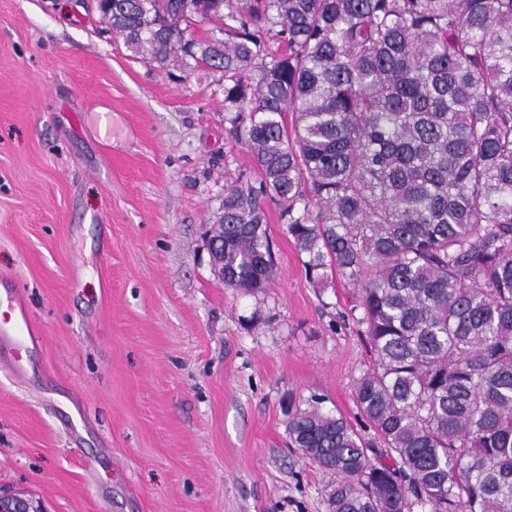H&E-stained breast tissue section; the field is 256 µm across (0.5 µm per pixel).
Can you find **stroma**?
<instances>
[{
    "instance_id": "35a3bbf8",
    "label": "stroma",
    "mask_w": 512,
    "mask_h": 512,
    "mask_svg": "<svg viewBox=\"0 0 512 512\" xmlns=\"http://www.w3.org/2000/svg\"><path fill=\"white\" fill-rule=\"evenodd\" d=\"M259 182L224 79L134 56L91 0H0V280L34 330L0 374V493L38 512H326L289 401L352 423L372 355L342 278L308 280L264 203L277 269L224 287L206 236ZM258 322H251L253 312Z\"/></svg>"
}]
</instances>
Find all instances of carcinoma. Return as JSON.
Instances as JSON below:
<instances>
[{
  "label": "carcinoma",
  "mask_w": 512,
  "mask_h": 512,
  "mask_svg": "<svg viewBox=\"0 0 512 512\" xmlns=\"http://www.w3.org/2000/svg\"><path fill=\"white\" fill-rule=\"evenodd\" d=\"M111 12L133 55L224 73V122L261 174L224 193V287L276 277L268 198L309 279L353 285L374 440L323 396L288 401L289 446L333 477L328 512H512V0ZM206 20L220 35L193 37Z\"/></svg>",
  "instance_id": "obj_1"
}]
</instances>
